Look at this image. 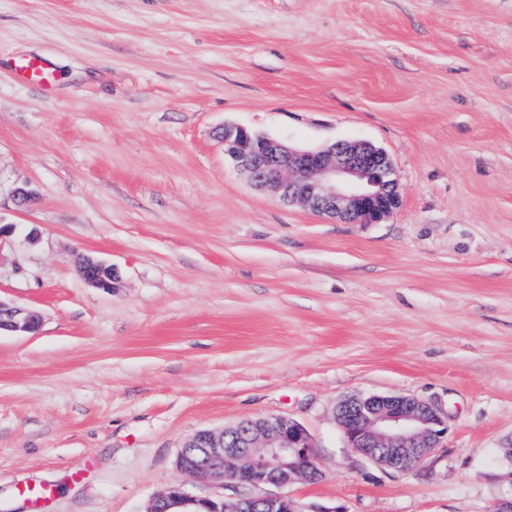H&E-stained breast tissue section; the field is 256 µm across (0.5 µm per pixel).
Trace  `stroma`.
<instances>
[{
	"label": "stroma",
	"instance_id": "stroma-1",
	"mask_svg": "<svg viewBox=\"0 0 512 512\" xmlns=\"http://www.w3.org/2000/svg\"><path fill=\"white\" fill-rule=\"evenodd\" d=\"M46 60L51 89L15 67ZM236 124L365 141L402 205L338 224L251 187ZM33 201L18 206L13 190ZM0 512H143L203 429L286 415L346 512L512 498V0H0ZM113 264L106 292L78 264ZM352 394L437 402L408 473L346 448ZM39 315L30 309L7 305L0 301V334L4 332L24 333L35 331Z\"/></svg>",
	"mask_w": 512,
	"mask_h": 512
}]
</instances>
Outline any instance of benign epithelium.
I'll list each match as a JSON object with an SVG mask.
<instances>
[{"label": "benign epithelium", "instance_id": "obj_1", "mask_svg": "<svg viewBox=\"0 0 512 512\" xmlns=\"http://www.w3.org/2000/svg\"><path fill=\"white\" fill-rule=\"evenodd\" d=\"M224 154L256 188L273 191L343 224H377L401 206L398 178L389 156L367 142H337L304 151L242 126L224 125ZM79 274L89 285L111 291L115 267L85 260ZM39 315L0 301V332L36 330ZM346 447L394 472L416 468L448 432V413L416 396H353L335 410ZM177 467L202 483L231 482L239 493L196 498L181 487L153 497L145 512H346L341 506L305 505L274 492L298 480L322 476L318 447L307 427L289 416L248 420L221 432L200 430L180 449Z\"/></svg>", "mask_w": 512, "mask_h": 512}]
</instances>
